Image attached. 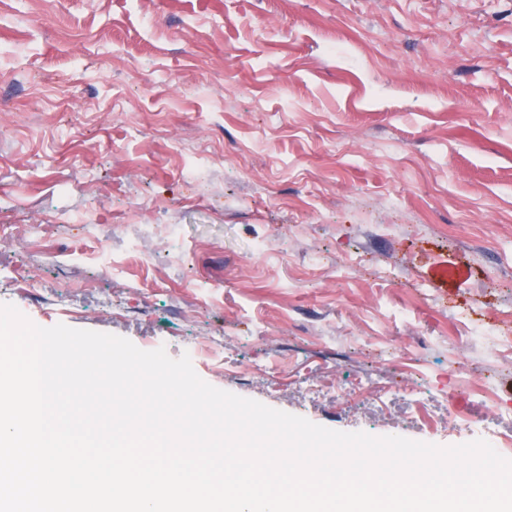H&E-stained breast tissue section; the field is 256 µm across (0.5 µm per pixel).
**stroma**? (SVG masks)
Returning <instances> with one entry per match:
<instances>
[{"label":"stroma","instance_id":"stroma-1","mask_svg":"<svg viewBox=\"0 0 512 512\" xmlns=\"http://www.w3.org/2000/svg\"><path fill=\"white\" fill-rule=\"evenodd\" d=\"M4 303L512 459V0H0Z\"/></svg>","mask_w":512,"mask_h":512}]
</instances>
